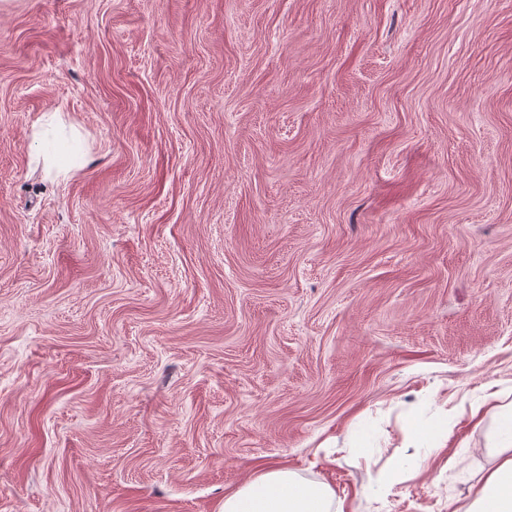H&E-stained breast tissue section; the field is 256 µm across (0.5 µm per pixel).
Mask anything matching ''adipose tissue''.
Segmentation results:
<instances>
[{
  "label": "adipose tissue",
  "instance_id": "ef3b65f1",
  "mask_svg": "<svg viewBox=\"0 0 512 512\" xmlns=\"http://www.w3.org/2000/svg\"><path fill=\"white\" fill-rule=\"evenodd\" d=\"M489 465L471 493L451 512H512V403L496 407L486 435ZM331 488L307 482L281 466H267L252 481L224 496L220 512H336Z\"/></svg>",
  "mask_w": 512,
  "mask_h": 512
}]
</instances>
